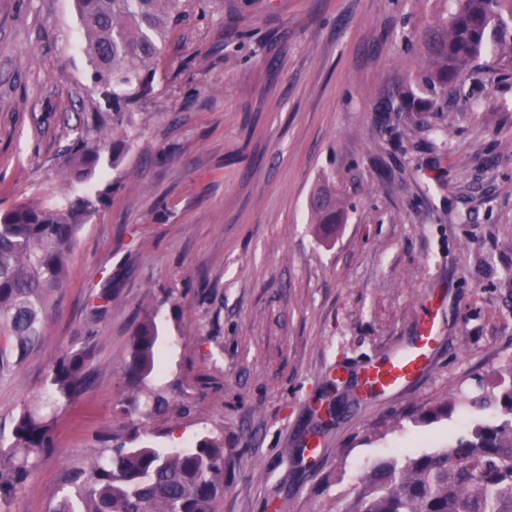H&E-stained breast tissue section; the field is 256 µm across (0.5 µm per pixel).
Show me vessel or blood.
Segmentation results:
<instances>
[{"label":"vessel or blood","mask_w":512,"mask_h":512,"mask_svg":"<svg viewBox=\"0 0 512 512\" xmlns=\"http://www.w3.org/2000/svg\"><path fill=\"white\" fill-rule=\"evenodd\" d=\"M440 339L435 319L426 318L418 336L398 353L367 365L365 386L387 394H400L429 368Z\"/></svg>","instance_id":"vessel-or-blood-1"}]
</instances>
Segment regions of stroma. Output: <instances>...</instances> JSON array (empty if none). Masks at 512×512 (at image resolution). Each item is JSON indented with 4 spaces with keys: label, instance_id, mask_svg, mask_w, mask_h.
Instances as JSON below:
<instances>
[{
    "label": "stroma",
    "instance_id": "1",
    "mask_svg": "<svg viewBox=\"0 0 512 512\" xmlns=\"http://www.w3.org/2000/svg\"><path fill=\"white\" fill-rule=\"evenodd\" d=\"M153 90L116 113L92 80L74 0H0V211L64 191L77 133L125 141L111 200L81 230L45 335L0 380V426L66 351L89 382L54 428L12 512H51L105 432L159 448L224 438L217 512H341L363 469L422 454L485 421L512 360V68L447 113L384 109L418 69L406 45L425 0H186ZM448 127L447 137L437 130ZM333 177L347 219L312 224ZM103 317L88 304L104 283ZM433 306L442 343L406 392L368 399L343 379L415 336ZM157 311L165 412L142 417L123 372L135 323ZM343 379H336V372ZM470 401L422 423L442 401ZM318 437L317 457L296 453Z\"/></svg>",
    "mask_w": 512,
    "mask_h": 512
}]
</instances>
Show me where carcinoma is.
<instances>
[{
    "label": "carcinoma",
    "mask_w": 512,
    "mask_h": 512,
    "mask_svg": "<svg viewBox=\"0 0 512 512\" xmlns=\"http://www.w3.org/2000/svg\"><path fill=\"white\" fill-rule=\"evenodd\" d=\"M183 0H75L93 81L124 112L147 96L166 36L184 17ZM434 20L420 34L422 65L393 95V112H442L448 92L492 62L512 66V0H437ZM122 140L78 135L67 149L70 189L49 202H21L0 211V378L15 375L42 341L51 295L67 279V256L82 227L106 205L118 182L76 191L103 163L117 166ZM316 224H341L336 186L312 195ZM112 303L104 286L89 306L93 318ZM157 314L140 321L130 338L125 376L142 387L156 366ZM88 350H70L50 368L42 399L25 405L11 424V444L0 448V509L11 504L40 454L53 446L58 411L87 383ZM500 415L465 423L448 445L419 455L396 448L369 466L346 512H512V362L501 370ZM224 491V440L211 434L191 448H157L137 437L107 433L87 469L77 474L52 512H216Z\"/></svg>",
    "instance_id": "carcinoma-1"
}]
</instances>
